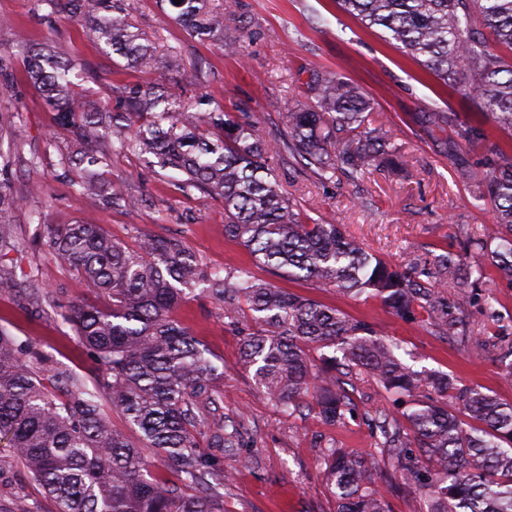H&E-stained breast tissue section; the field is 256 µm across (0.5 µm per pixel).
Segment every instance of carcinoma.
Masks as SVG:
<instances>
[{"label": "carcinoma", "instance_id": "obj_1", "mask_svg": "<svg viewBox=\"0 0 512 512\" xmlns=\"http://www.w3.org/2000/svg\"><path fill=\"white\" fill-rule=\"evenodd\" d=\"M82 22L94 39L142 74L158 69L154 46L128 23L123 0H48ZM172 19L191 37L224 42L232 10L224 0H167ZM368 28L377 26L420 61L444 86L473 94L497 129L512 132V0H336ZM74 64L51 50L26 60L25 82L57 111L72 138L63 162L75 191L134 209L140 199L102 183L91 167L112 148L152 156L176 170L178 189L224 199V236L259 264L295 281H317L351 297L379 300L392 315L423 322L462 346L486 344L470 329L466 311L483 267L465 255L491 256L498 279L512 288V149L454 112H423L429 128L448 125L457 139L445 153L474 199L492 208L494 222L479 237L467 236L460 252L416 254L399 268L345 236L337 224H310L280 188L277 164H299L322 180L354 181L379 166L397 167L402 147L383 128L370 127L371 100L358 86L332 73H314L307 86L314 101L285 115L283 139L263 138L247 113L232 119L212 98L189 97L152 84L124 87L119 109L72 93ZM484 144L481 162H466L469 147ZM21 206L0 181V291L16 288L13 265L1 262L17 250L10 215ZM41 244L68 264L89 287L106 295L104 307L71 303L63 317L95 362L93 384L24 344L0 325V441L7 442L29 477L54 499L56 512H224L214 461L200 448L194 399L218 374L189 330L173 317L185 291H202L224 305L235 321L246 304L251 328L241 347L243 366L258 393L293 414L312 403L327 422L351 411L345 378L365 373L388 393L415 396L399 416L375 419L383 454L400 479L421 494L420 512H512V402L482 386H457L448 375L417 369L369 324L341 310L250 275L206 273L178 242L145 236L129 249L90 220L46 224ZM458 289L448 298V287ZM505 378L512 380V335L498 334ZM325 351L321 366L309 349ZM106 394L141 436L132 444L100 406ZM167 460L179 484L154 477L146 451ZM324 477L336 512H390L376 488L377 467L364 455L330 448Z\"/></svg>", "mask_w": 512, "mask_h": 512}]
</instances>
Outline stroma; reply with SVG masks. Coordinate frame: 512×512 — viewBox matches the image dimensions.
Instances as JSON below:
<instances>
[{
    "instance_id": "1",
    "label": "stroma",
    "mask_w": 512,
    "mask_h": 512,
    "mask_svg": "<svg viewBox=\"0 0 512 512\" xmlns=\"http://www.w3.org/2000/svg\"><path fill=\"white\" fill-rule=\"evenodd\" d=\"M127 3L129 22L153 44L160 60L149 82L177 92L183 74L200 72V92L225 111L250 113L266 138L283 135L282 114L289 103L302 100L310 71L340 74L369 96L373 124L403 145L407 170L396 175L377 168L354 184L323 182L310 172L281 168L283 192L309 221L341 225L348 237L400 267L417 249H457L461 233L475 236L491 223L490 207L476 205L471 186L458 178L442 149L451 130L420 121L424 112H455L463 121L479 123L475 102L439 85L420 63L385 41L381 29L365 28L343 14L336 0H237L235 11L247 26L229 28L225 37L239 43L238 56L190 38L170 20L166 0ZM43 48L74 63L79 99L90 96L113 104L124 86L140 80L139 74L124 70L123 59L96 45L85 27L51 10L45 0H0V59L15 80L13 94H0V177L22 200L12 216L22 246L9 255L19 286L0 291V325L19 340L32 341L84 379L92 378V359L61 316L62 307L85 297L87 290L67 264L38 244L41 224L88 218L126 246L146 235L174 238L205 270L247 268L257 278L338 307L397 342L408 364L448 373L461 386H484L512 402V383L504 379L491 347L459 346L434 335L424 322L395 318L379 301L342 296L315 281L292 282L253 264L247 250L224 235L223 198L179 190L174 172L146 158L116 150L109 167L100 171L105 182L140 198L139 208H107L98 199L75 196L61 164L70 138L57 128L55 111L24 81L28 55ZM32 277L51 286L56 306L28 298L21 285ZM482 289L495 294L500 321L489 320L478 303L467 315L488 338L500 324L512 322V288L490 280ZM173 316L224 367L198 406L206 419L201 447L218 460L220 472L233 475L223 489L226 512H336L323 478L322 450L379 455L373 417L401 413L404 403L361 374L351 379L355 408L344 423H326L308 408L286 415L257 395L240 361L242 327L225 318L222 305L196 290ZM239 419L245 429L238 449L217 448L214 438L223 434L225 422ZM378 471V487L391 512H415V486L394 479L387 462H380ZM21 498L35 512H55L53 500L27 477L10 449L0 446V512H12Z\"/></svg>"
}]
</instances>
